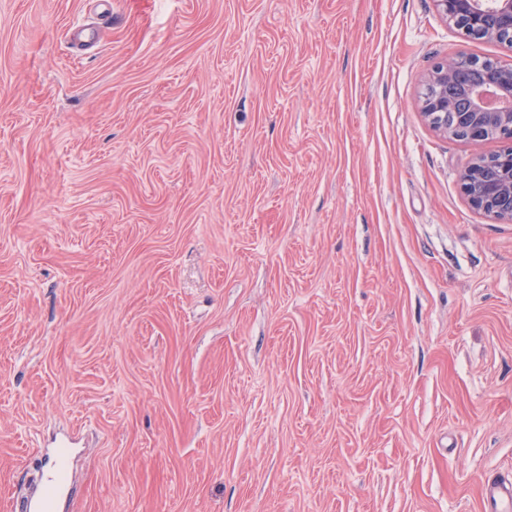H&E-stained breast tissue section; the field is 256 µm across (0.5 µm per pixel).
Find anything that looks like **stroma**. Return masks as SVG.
I'll return each mask as SVG.
<instances>
[{
    "mask_svg": "<svg viewBox=\"0 0 512 512\" xmlns=\"http://www.w3.org/2000/svg\"><path fill=\"white\" fill-rule=\"evenodd\" d=\"M433 0H0V512H482L512 221L425 78ZM62 450L55 449L48 454L50 465L46 470L48 478L43 486L41 493L36 498L27 499L16 504L15 510L18 512H55L54 503L60 496L65 486L62 483L59 473L61 466Z\"/></svg>",
    "mask_w": 512,
    "mask_h": 512,
    "instance_id": "35a3bbf8",
    "label": "stroma"
}]
</instances>
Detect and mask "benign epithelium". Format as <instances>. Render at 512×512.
I'll use <instances>...</instances> for the list:
<instances>
[{"mask_svg": "<svg viewBox=\"0 0 512 512\" xmlns=\"http://www.w3.org/2000/svg\"><path fill=\"white\" fill-rule=\"evenodd\" d=\"M438 11L463 34L495 40L512 48V0H434ZM421 110L437 131L479 141L493 134L501 176L485 177L488 158L468 165L461 175L471 205L497 219L512 221V66L455 56L432 68Z\"/></svg>", "mask_w": 512, "mask_h": 512, "instance_id": "7a95c632", "label": "benign epithelium"}]
</instances>
